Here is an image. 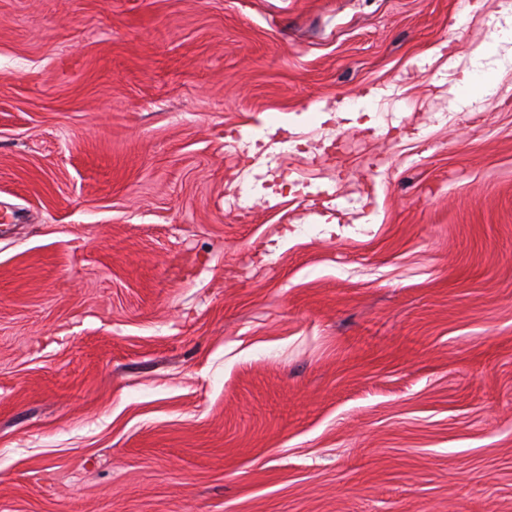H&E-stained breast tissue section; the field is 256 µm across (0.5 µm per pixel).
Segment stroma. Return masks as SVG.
Returning a JSON list of instances; mask_svg holds the SVG:
<instances>
[{"instance_id": "1", "label": "stroma", "mask_w": 512, "mask_h": 512, "mask_svg": "<svg viewBox=\"0 0 512 512\" xmlns=\"http://www.w3.org/2000/svg\"><path fill=\"white\" fill-rule=\"evenodd\" d=\"M497 3L0 0V512H512Z\"/></svg>"}]
</instances>
